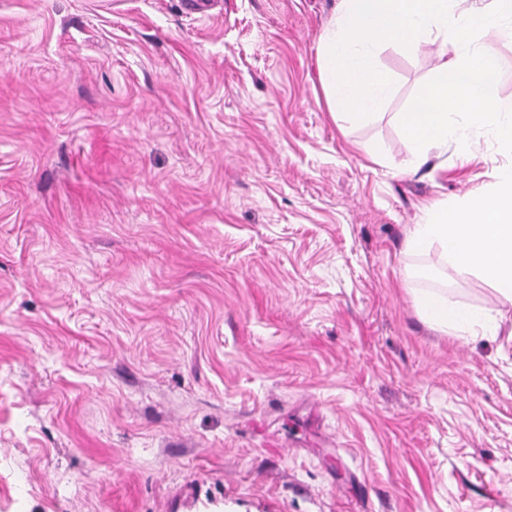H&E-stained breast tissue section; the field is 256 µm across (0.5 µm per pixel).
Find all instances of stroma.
Listing matches in <instances>:
<instances>
[{
  "label": "stroma",
  "mask_w": 512,
  "mask_h": 512,
  "mask_svg": "<svg viewBox=\"0 0 512 512\" xmlns=\"http://www.w3.org/2000/svg\"><path fill=\"white\" fill-rule=\"evenodd\" d=\"M340 5L0 0V512H512V305L405 246L512 155L408 172L435 38L338 120ZM477 42L512 109V38ZM441 287L498 335L427 323Z\"/></svg>",
  "instance_id": "35a3bbf8"
}]
</instances>
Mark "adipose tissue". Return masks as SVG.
I'll return each mask as SVG.
<instances>
[{"label": "adipose tissue", "mask_w": 512, "mask_h": 512, "mask_svg": "<svg viewBox=\"0 0 512 512\" xmlns=\"http://www.w3.org/2000/svg\"><path fill=\"white\" fill-rule=\"evenodd\" d=\"M432 244L443 249L453 269L488 281L502 300L512 303V178L454 213L424 208L406 245L416 251ZM418 303L428 323L455 336L478 327L494 331L500 323L499 316L462 307L440 292L423 293Z\"/></svg>", "instance_id": "ef3b65f1"}]
</instances>
